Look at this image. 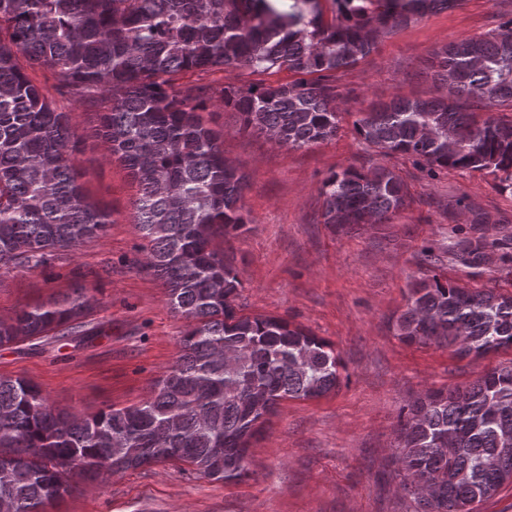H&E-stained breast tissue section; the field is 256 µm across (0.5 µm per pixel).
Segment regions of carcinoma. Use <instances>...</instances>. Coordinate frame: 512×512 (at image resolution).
Listing matches in <instances>:
<instances>
[{"label": "carcinoma", "instance_id": "obj_1", "mask_svg": "<svg viewBox=\"0 0 512 512\" xmlns=\"http://www.w3.org/2000/svg\"><path fill=\"white\" fill-rule=\"evenodd\" d=\"M462 0H0V268H32L92 243L115 223L89 201L72 162L81 136L66 107L28 74L51 71L63 100L94 109L109 160L136 184L130 214L144 268L185 320L179 355L137 405L92 415L57 410L38 385L0 376V501L44 512L76 478L178 461L215 481L249 476L251 440L285 398L317 399L340 383L332 345L288 320L239 313L238 273L221 237L250 223L248 176L204 118L221 106L240 131L301 149L336 136V73L371 56L399 27ZM431 87L357 112L356 133L381 155L432 171H485L512 192V17L494 31L432 50ZM227 68L291 74L285 83L223 86ZM201 78L183 82L188 73ZM324 224H384L407 203L403 180L349 166L322 183ZM497 242L448 246L478 268ZM77 284L0 319V346L84 331ZM408 344L459 358L512 351V294L436 276L409 289L395 321ZM397 465L415 512H476L512 483V364L454 388L425 389L402 408Z\"/></svg>", "mask_w": 512, "mask_h": 512}]
</instances>
